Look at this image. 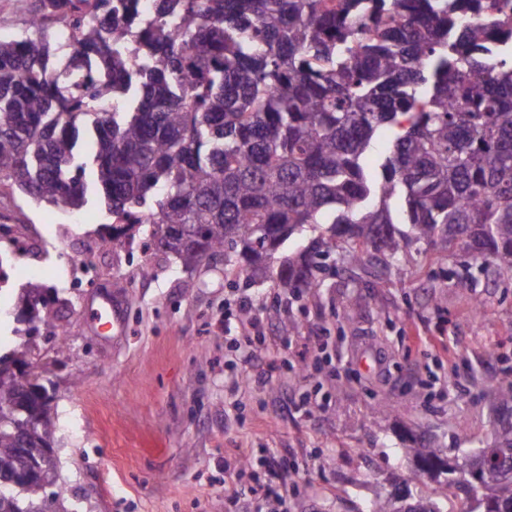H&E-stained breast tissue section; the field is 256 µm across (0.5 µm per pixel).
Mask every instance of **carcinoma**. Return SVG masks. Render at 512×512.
<instances>
[{
  "label": "carcinoma",
  "instance_id": "cac0c4a2",
  "mask_svg": "<svg viewBox=\"0 0 512 512\" xmlns=\"http://www.w3.org/2000/svg\"><path fill=\"white\" fill-rule=\"evenodd\" d=\"M45 20L0 38V185L79 210L100 192L112 247L139 238L186 270L224 256V275L276 279L296 299L331 254L394 265L412 246L462 250L465 268L512 277V0H35ZM75 29L61 42L50 22ZM390 133L379 170L371 142ZM319 229L288 254L285 243ZM49 323L59 289L18 293ZM49 391L25 352L0 354V404ZM496 434L457 468L423 433L407 452L437 482L368 512H512V375L493 389ZM55 396L25 441L0 426V474L18 448L45 479L0 512H50Z\"/></svg>",
  "mask_w": 512,
  "mask_h": 512
}]
</instances>
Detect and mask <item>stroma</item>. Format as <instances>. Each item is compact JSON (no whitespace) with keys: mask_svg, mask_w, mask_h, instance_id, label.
I'll list each match as a JSON object with an SVG mask.
<instances>
[{"mask_svg":"<svg viewBox=\"0 0 512 512\" xmlns=\"http://www.w3.org/2000/svg\"><path fill=\"white\" fill-rule=\"evenodd\" d=\"M112 221L98 204L73 213L0 186V224L40 225L52 243L18 258L0 241V348L24 350L56 389V512H252L268 485L288 497L265 512H364L398 486L432 493L406 453L419 430L448 451L491 441L489 391L512 372L511 278L470 283L457 258L414 248L396 271L340 264L245 353L236 339L280 288L229 287L220 262L186 270L161 252L96 249ZM72 257L97 279L66 290L37 336L20 334L19 289L59 285ZM110 295L120 327L88 323ZM381 400L390 413L373 415ZM267 455L279 470L257 465Z\"/></svg>","mask_w":512,"mask_h":512,"instance_id":"1","label":"stroma"}]
</instances>
